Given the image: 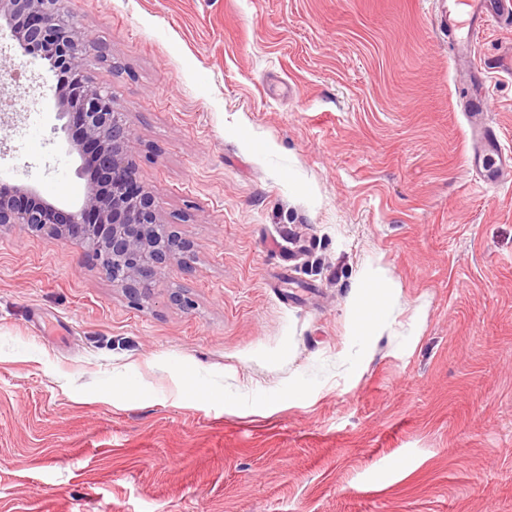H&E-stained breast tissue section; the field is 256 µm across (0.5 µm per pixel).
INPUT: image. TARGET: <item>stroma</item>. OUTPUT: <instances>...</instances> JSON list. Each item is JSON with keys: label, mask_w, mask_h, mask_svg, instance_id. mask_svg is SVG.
Masks as SVG:
<instances>
[{"label": "stroma", "mask_w": 512, "mask_h": 512, "mask_svg": "<svg viewBox=\"0 0 512 512\" xmlns=\"http://www.w3.org/2000/svg\"><path fill=\"white\" fill-rule=\"evenodd\" d=\"M66 6L193 258L139 305L83 244L0 231V512H512V189L469 166L429 0ZM476 59L512 144V29ZM1 68L0 184L71 209L58 78L6 31ZM357 298L352 306V318L357 336L371 340L384 326L389 296L385 279L380 269H369L359 284ZM362 288H373L369 296ZM367 313H370L367 316Z\"/></svg>", "instance_id": "obj_1"}]
</instances>
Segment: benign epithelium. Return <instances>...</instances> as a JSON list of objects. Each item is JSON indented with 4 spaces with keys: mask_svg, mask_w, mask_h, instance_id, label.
Instances as JSON below:
<instances>
[{
    "mask_svg": "<svg viewBox=\"0 0 512 512\" xmlns=\"http://www.w3.org/2000/svg\"><path fill=\"white\" fill-rule=\"evenodd\" d=\"M7 29L24 56H46L74 81L56 87L59 117L81 127L73 144L82 170L97 179L81 204L63 211L26 186H0V228L21 226L53 239L88 246L112 287L135 299L150 296L157 275L187 252L169 231L151 192L136 184L128 153L134 136L112 92L86 79L84 61L103 53L91 34L70 20L64 0H0V30Z\"/></svg>",
    "mask_w": 512,
    "mask_h": 512,
    "instance_id": "7a95c632",
    "label": "benign epithelium"
}]
</instances>
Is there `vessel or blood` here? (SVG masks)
<instances>
[{"mask_svg":"<svg viewBox=\"0 0 512 512\" xmlns=\"http://www.w3.org/2000/svg\"><path fill=\"white\" fill-rule=\"evenodd\" d=\"M510 20L512 0H439V28L453 43V63L468 83L465 109L476 122L471 161L484 181L494 185L512 182V148L504 145L495 126L482 120L487 111V78L473 56L481 32Z\"/></svg>","mask_w":512,"mask_h":512,"instance_id":"1","label":"vessel or blood"}]
</instances>
